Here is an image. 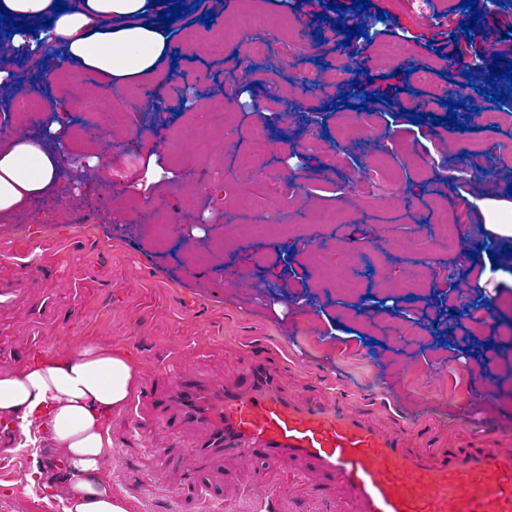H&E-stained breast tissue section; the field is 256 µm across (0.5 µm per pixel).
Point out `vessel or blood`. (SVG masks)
<instances>
[{
  "label": "vessel or blood",
  "mask_w": 512,
  "mask_h": 512,
  "mask_svg": "<svg viewBox=\"0 0 512 512\" xmlns=\"http://www.w3.org/2000/svg\"><path fill=\"white\" fill-rule=\"evenodd\" d=\"M280 386L262 353L236 386L205 385L179 370L167 393L148 383L139 402L203 427L204 459L245 446L272 465L301 463L324 490L343 491L349 512H512L511 423L473 429L463 447L429 453L341 399L308 403Z\"/></svg>",
  "instance_id": "obj_1"
}]
</instances>
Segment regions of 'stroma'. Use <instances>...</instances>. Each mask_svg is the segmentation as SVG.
<instances>
[{"mask_svg":"<svg viewBox=\"0 0 512 512\" xmlns=\"http://www.w3.org/2000/svg\"><path fill=\"white\" fill-rule=\"evenodd\" d=\"M340 2L342 11L323 14L306 0H205L203 13L218 15L212 26L189 14L176 20L174 58L155 76L113 87L108 96L97 95L101 80L92 72H59L49 95L68 113L76 148H90L109 163L84 175V190L63 184L39 213L23 211L25 227L0 223V281L18 274L10 253H31L44 265L18 302L0 308V370L95 343L128 354L140 379L160 388L174 366L226 383L248 368L258 347L269 346L288 363L282 375L288 394L345 397L385 431L425 426L440 451L463 444L474 421L512 422V255L494 245L475 204L512 189V122L478 128L475 111L498 109L483 95L453 111L443 102L444 90L465 76L484 86L469 63L482 58L486 43L461 33L468 16L448 0H376L366 11L352 0ZM252 13L300 36L294 72L268 69L236 39L199 53L210 28L237 29ZM368 20L376 27L355 42L358 71L341 70L340 27ZM312 29L322 42L310 65L303 36ZM452 32L456 67L439 53ZM416 55L428 61L431 82L409 74ZM312 72L322 91L292 109L288 102L298 91L290 75ZM230 74L246 77L238 106L224 99ZM355 81L371 98L366 122L336 94ZM186 88L194 89V104L153 131L132 125L104 140L89 134L105 113L134 112L151 93L174 102ZM450 111L465 130L449 151L447 126L431 119ZM310 122L320 137L309 136ZM346 127L345 163L330 168L324 155ZM260 132L262 159L243 166ZM152 154L175 170L174 179L131 194L130 182ZM296 164L312 195L306 204L281 181ZM213 180L224 183L222 202L203 190ZM145 209L167 211L185 224L200 212L213 214L210 237L222 249L195 262L200 246L183 234L157 244L139 221ZM327 210L339 214L338 223H318ZM279 212L294 226L290 235L253 232V224ZM443 212L463 226L456 246L436 226ZM463 252L470 258L462 265ZM428 256L435 271L427 287L407 288V270H421ZM493 257L500 278L481 283ZM333 268L353 271L363 294L385 289L393 315L362 313L335 281L321 277ZM281 280L288 283L284 297L271 290ZM409 324L416 336L399 340L398 329ZM139 412L138 433L130 409L113 414L104 461L113 495L126 499L131 512H255L271 486L280 512H344L343 494L322 495L300 465L267 466L246 454L209 465L195 453L196 426L174 425L145 406ZM46 463L37 447H0V512H64L48 488L26 480Z\"/></svg>","mask_w":512,"mask_h":512,"instance_id":"obj_1","label":"stroma"}]
</instances>
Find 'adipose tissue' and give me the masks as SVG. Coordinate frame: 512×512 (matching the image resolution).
Masks as SVG:
<instances>
[{"label": "adipose tissue", "instance_id": "adipose-tissue-1", "mask_svg": "<svg viewBox=\"0 0 512 512\" xmlns=\"http://www.w3.org/2000/svg\"><path fill=\"white\" fill-rule=\"evenodd\" d=\"M54 0H0L15 20L52 22L66 60L100 77L104 85L133 86L154 75L173 46L164 25L145 23L150 0H83L54 14ZM72 148L62 125L46 133L0 135V218L9 219L57 189L59 156ZM139 377L130 358L86 344L64 356H38L22 371L0 370V417L24 433L43 431L60 464L34 470L31 482L49 486L65 512H129L103 475L112 446L106 424L135 396Z\"/></svg>", "mask_w": 512, "mask_h": 512}]
</instances>
